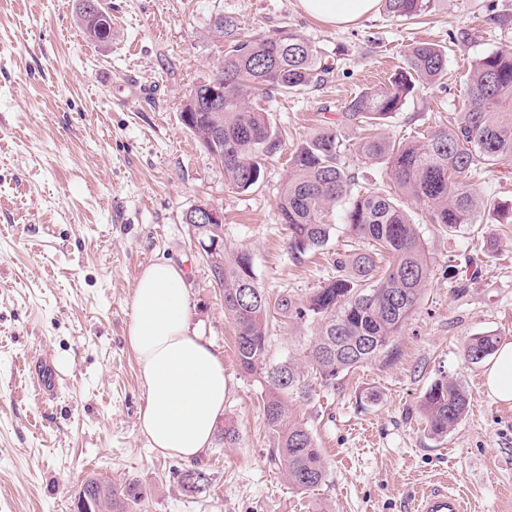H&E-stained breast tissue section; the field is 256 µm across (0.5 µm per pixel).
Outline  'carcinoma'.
<instances>
[{"label": "carcinoma", "instance_id": "obj_1", "mask_svg": "<svg viewBox=\"0 0 512 512\" xmlns=\"http://www.w3.org/2000/svg\"><path fill=\"white\" fill-rule=\"evenodd\" d=\"M382 2L389 16L401 20L420 18L431 5V0ZM79 17L92 39L112 37V24L102 31L104 21L90 0H81ZM215 29L218 36L232 38L216 70L224 78V96L187 130L224 168L228 184L246 191L259 182L266 157L282 143L260 101L274 90L293 93L316 86L333 65L291 28L236 39L235 23L226 18L215 22ZM404 63L389 84L365 88L348 100L336 122L360 129L354 151L371 163L384 164L393 186L419 204L430 223L444 232L475 224L483 202L470 180L489 167L512 165V51L493 52L475 62L466 81L464 112L422 144L370 134L418 87L445 76L448 47L409 44ZM216 132L224 136L221 156L210 141ZM342 146L333 125L299 145L277 204L280 223L288 226V250L298 259L328 242L335 227L325 216L336 205L349 203L346 230L363 247L336 258V277L303 303L288 295L272 300L257 283L248 253L226 252L219 261L207 260L224 295V315L235 330L239 365L259 375L265 385L264 416L273 439L270 461L282 468L292 487L304 492L326 481L327 466L314 433L292 411L288 397L308 395L311 374L326 383L372 359L391 360L394 337L417 309L431 275L419 225L397 197L356 190L358 176L342 163ZM275 313L310 321L317 332L303 357L269 366L267 342ZM499 343L494 334L475 336L465 347V357L478 363L494 354ZM468 404L461 384L445 376L436 379L421 403L429 434L442 438L455 430ZM151 495L152 489L136 480L112 482L90 475L76 498L108 512H142Z\"/></svg>", "mask_w": 512, "mask_h": 512}]
</instances>
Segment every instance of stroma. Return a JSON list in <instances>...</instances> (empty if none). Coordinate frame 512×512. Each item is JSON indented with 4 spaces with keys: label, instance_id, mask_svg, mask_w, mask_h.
Masks as SVG:
<instances>
[{
    "label": "stroma",
    "instance_id": "obj_1",
    "mask_svg": "<svg viewBox=\"0 0 512 512\" xmlns=\"http://www.w3.org/2000/svg\"><path fill=\"white\" fill-rule=\"evenodd\" d=\"M116 30L94 43L78 0H0V512H73L90 475L150 486L145 512H411L414 496L447 480L468 512H497L512 495V404L485 392V364L470 363L467 341L481 333L512 342V224L492 209L447 234L409 203L428 251L431 277L419 306L395 337L392 360L378 359L291 398L328 461L327 481L302 493L270 462L258 377L242 371L220 289L184 216L211 203L224 213V245L248 252L270 297L305 301L336 275L351 240L344 209L321 248L294 258L277 203L289 160L303 140L336 118L366 87L381 86L412 42L449 45L446 76L421 86L381 131L425 142L466 103V78L480 57L512 50V0H433L423 18L399 21L383 8L345 28L309 15L299 0H103ZM238 33L287 26L335 69L320 86L271 93L262 106L282 134L261 181L241 192L180 121L191 89L210 78L227 42L210 20ZM344 144L352 125H337ZM169 260L184 271L193 324L224 354V415L240 440L213 442L198 459L208 476L188 494L184 460L148 448L138 430L145 401L126 342L138 274ZM313 323L275 317L267 362L301 356ZM61 372L57 393L37 399L27 377L33 357ZM465 387L469 408L444 438L427 433L425 391L440 376ZM379 394L363 406L364 394Z\"/></svg>",
    "mask_w": 512,
    "mask_h": 512
}]
</instances>
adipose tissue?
Listing matches in <instances>:
<instances>
[{
    "label": "adipose tissue",
    "mask_w": 512,
    "mask_h": 512,
    "mask_svg": "<svg viewBox=\"0 0 512 512\" xmlns=\"http://www.w3.org/2000/svg\"><path fill=\"white\" fill-rule=\"evenodd\" d=\"M322 22L346 26L375 10L378 0H300ZM126 341L134 353L146 401L139 431L149 448L192 460L210 447L224 411V355L192 327L190 297L180 267L157 261L136 281ZM492 398L512 402V342L499 347L485 373Z\"/></svg>",
    "instance_id": "1"
}]
</instances>
